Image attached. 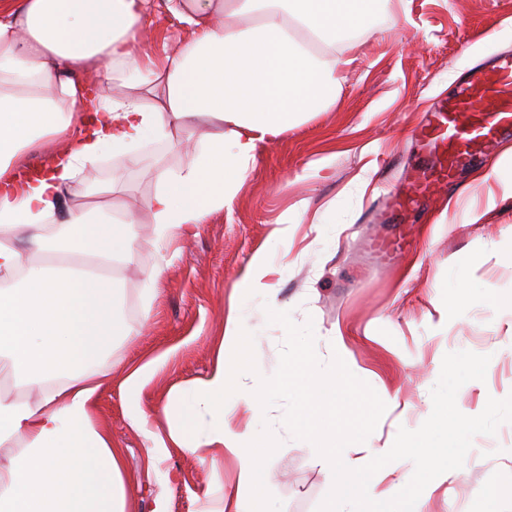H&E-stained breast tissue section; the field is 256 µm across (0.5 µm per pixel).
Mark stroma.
<instances>
[{"instance_id": "obj_1", "label": "stroma", "mask_w": 512, "mask_h": 512, "mask_svg": "<svg viewBox=\"0 0 512 512\" xmlns=\"http://www.w3.org/2000/svg\"><path fill=\"white\" fill-rule=\"evenodd\" d=\"M384 11L389 24L354 33L351 48L337 47L348 64L335 102L260 150L230 208L163 247L149 212H135L132 260L119 267V312L143 332L115 339L108 358L118 366L94 409L95 423L123 451L128 512H221L237 502L251 512H316L330 491L311 444L283 426L281 402L263 415L236 396L226 402L234 430L255 434L266 422L281 443L267 464L278 479L259 493L240 487L239 461L223 449L192 454L152 443L180 425L196 381L216 361L230 311L242 314L254 338L258 372L275 373L285 331L268 323L265 294L234 289L262 249L276 268L271 282L281 311L295 324L313 323L321 363H330L334 337L342 335L350 371L377 394L399 397L369 447L349 449L355 466L392 445L399 428L417 429L429 417L446 353L491 357L484 380L459 389L462 413L478 415L488 398L512 395V306L505 303L512 296V200L484 223L466 218L468 203L512 180V165L488 166L484 183L464 172L434 198L427 220L395 229L371 221L383 190L404 186L417 153L411 130L425 112L483 55L512 50V0H386ZM189 159L178 146L146 142L122 160L123 189L113 206L153 194L148 167L177 169ZM284 221L290 239L280 243L270 233ZM382 240L396 245L386 264L374 252ZM155 270L161 291L148 304L145 280ZM458 273L469 284L459 296L451 288ZM154 359L158 367L131 388L128 374ZM135 410L146 416V432L131 427ZM414 512H512V423L476 436L461 473L430 482Z\"/></svg>"}]
</instances>
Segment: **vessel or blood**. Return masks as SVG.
I'll return each mask as SVG.
<instances>
[{
  "label": "vessel or blood",
  "instance_id": "b4317fda",
  "mask_svg": "<svg viewBox=\"0 0 512 512\" xmlns=\"http://www.w3.org/2000/svg\"><path fill=\"white\" fill-rule=\"evenodd\" d=\"M511 138L512 54L499 53L465 70L419 126V159L385 221L421 215L437 189L454 186L466 167L490 162Z\"/></svg>",
  "mask_w": 512,
  "mask_h": 512
}]
</instances>
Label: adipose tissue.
I'll return each instance as SVG.
<instances>
[{
	"instance_id": "ef3b65f1",
	"label": "adipose tissue",
	"mask_w": 512,
	"mask_h": 512,
	"mask_svg": "<svg viewBox=\"0 0 512 512\" xmlns=\"http://www.w3.org/2000/svg\"><path fill=\"white\" fill-rule=\"evenodd\" d=\"M381 0H0V361L38 400H0V512H127L122 453L95 426L93 402L111 370L113 337L134 335L117 311L113 275L71 263L132 257L133 214L86 208V173L148 139H181L191 161L157 167L146 206L159 243L231 205L258 151L336 100L337 42ZM164 7L184 38L143 53ZM55 139L37 182L22 157ZM228 372L216 360L193 393L204 435L171 440L240 457L250 485L259 460L224 422ZM260 470V469H259Z\"/></svg>"
}]
</instances>
